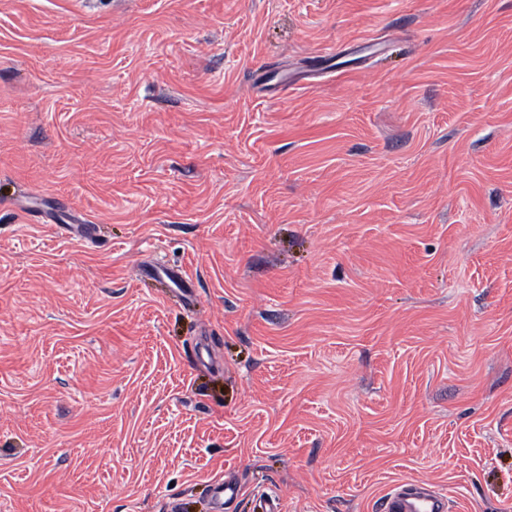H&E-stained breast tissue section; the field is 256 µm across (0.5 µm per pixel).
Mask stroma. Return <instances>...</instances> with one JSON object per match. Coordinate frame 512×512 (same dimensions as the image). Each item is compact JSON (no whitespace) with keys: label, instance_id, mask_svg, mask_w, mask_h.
Instances as JSON below:
<instances>
[{"label":"stroma","instance_id":"obj_1","mask_svg":"<svg viewBox=\"0 0 512 512\" xmlns=\"http://www.w3.org/2000/svg\"><path fill=\"white\" fill-rule=\"evenodd\" d=\"M225 479L512 512V0H0V512ZM447 501L437 492L416 484H401L383 499L381 512H447Z\"/></svg>","mask_w":512,"mask_h":512}]
</instances>
